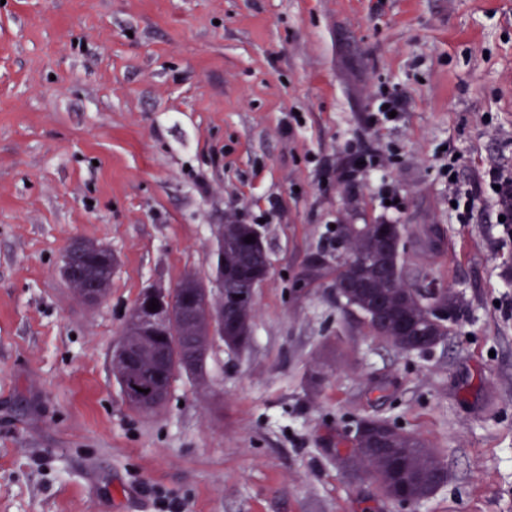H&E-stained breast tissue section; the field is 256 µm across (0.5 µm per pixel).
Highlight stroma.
<instances>
[{
  "label": "stroma",
  "mask_w": 512,
  "mask_h": 512,
  "mask_svg": "<svg viewBox=\"0 0 512 512\" xmlns=\"http://www.w3.org/2000/svg\"><path fill=\"white\" fill-rule=\"evenodd\" d=\"M383 87L408 110L375 126ZM361 138L387 168L337 185ZM511 166L512 0H0V512H512V239L489 188ZM233 219L272 261L250 346L132 410L111 359L137 297L211 280ZM381 220L465 303L430 352L306 273L333 225ZM76 238L118 257L93 309L59 272ZM367 416L435 448L445 482L403 508L346 468Z\"/></svg>",
  "instance_id": "stroma-1"
}]
</instances>
